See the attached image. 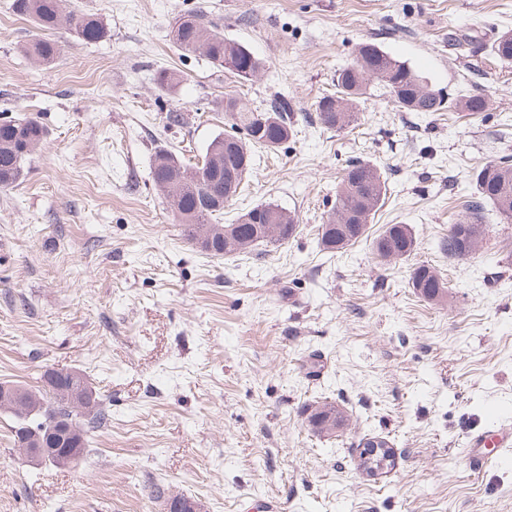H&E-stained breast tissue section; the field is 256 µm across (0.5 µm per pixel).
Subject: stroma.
Here are the masks:
<instances>
[{
    "instance_id": "35a3bbf8",
    "label": "stroma",
    "mask_w": 512,
    "mask_h": 512,
    "mask_svg": "<svg viewBox=\"0 0 512 512\" xmlns=\"http://www.w3.org/2000/svg\"><path fill=\"white\" fill-rule=\"evenodd\" d=\"M0 0V119L36 118L45 143L0 189V383L80 370L109 421L70 466L34 467L0 410V512H161L151 483L203 512H512V468L473 469L471 432L512 426V222L486 207L478 255L438 243L463 213L474 174L512 156V64L491 54L512 32V0H69L102 28L93 43L54 33L60 54L25 52L41 32ZM201 11L262 62L242 83L170 39ZM378 43L486 111L404 112L382 89L349 130L307 122L359 44ZM177 82L159 90V71ZM250 107L281 96L298 119L275 151L256 149L225 223L256 204L294 211L298 235L261 254L215 257L187 243L151 177L157 147L201 159L226 129L224 91ZM186 123L166 127L165 114ZM387 178L371 228L407 224L410 260L385 265L363 241L340 253L319 226L353 159ZM441 272L436 303L409 284ZM342 406L328 438L305 421ZM390 442L395 467L357 469L359 443ZM307 422L314 433L323 437L336 436L345 425L344 412L333 403H322L308 407Z\"/></svg>"
}]
</instances>
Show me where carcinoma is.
Listing matches in <instances>:
<instances>
[{
	"label": "carcinoma",
	"instance_id": "obj_1",
	"mask_svg": "<svg viewBox=\"0 0 512 512\" xmlns=\"http://www.w3.org/2000/svg\"><path fill=\"white\" fill-rule=\"evenodd\" d=\"M13 12L31 19L47 32L65 30L85 42L101 36V26L92 16L66 10L64 0H12ZM173 44L182 51L204 42L205 58L218 69L247 80L262 68V63L243 44L224 37L217 24L201 12L175 20L171 28ZM494 55L512 61V33L499 36ZM27 54L42 64H50L59 54V45L48 38H38L26 48ZM373 81L384 94L407 112H442L460 109L477 114L487 107L486 96L469 94L449 97L429 85L426 78L406 62L385 52L372 42L359 44L354 62L336 74V92L320 97L315 103V120L329 130H343L358 120L356 100ZM224 104L235 107L225 113L232 132L218 134L208 143L202 162L184 163L172 151L160 149L152 164V180L165 183L166 195L178 197L173 215L184 238L215 257L251 254L262 247L283 245L297 235V215L273 202L260 203L234 223L224 224V208H215L216 198L231 200L239 193L244 161L252 160V148L276 150L293 136V106L286 98H276L263 109H251L229 91ZM47 137L46 128L36 119L14 117L0 123V187L6 188L25 175V165L32 152ZM388 193L387 178L364 160L351 162L341 179L336 199L327 221L321 225L320 244L328 252H339L368 238V224L384 205ZM493 206L507 220H512V164L507 160L489 162L475 175V191L466 201L464 214L450 225L448 235L440 240L441 252L448 259L465 262L473 258L485 239L483 220L486 206ZM371 248L380 261L396 264L407 260L417 248V240L408 224H386L371 238ZM412 288L424 299L441 300L446 283L432 267L421 264L410 275ZM47 385L26 388L31 399L6 408L21 431L36 425L38 438H17V447L52 448L55 445L44 422L57 418L70 422L73 436L86 448L89 434L106 425L108 413L103 400L97 399L94 411L80 410L75 400L83 394L81 378L71 371L47 370ZM307 422L314 433L333 437L345 425L344 412L333 403L308 407Z\"/></svg>",
	"mask_w": 512,
	"mask_h": 512
}]
</instances>
